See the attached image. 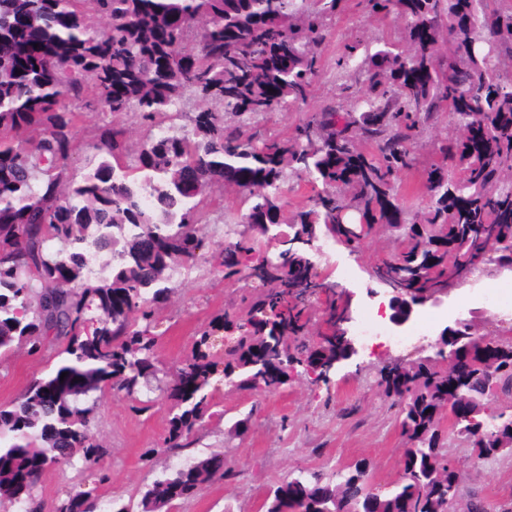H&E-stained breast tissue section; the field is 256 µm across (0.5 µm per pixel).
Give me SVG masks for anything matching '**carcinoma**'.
I'll return each instance as SVG.
<instances>
[{
    "label": "carcinoma",
    "instance_id": "obj_1",
    "mask_svg": "<svg viewBox=\"0 0 512 512\" xmlns=\"http://www.w3.org/2000/svg\"><path fill=\"white\" fill-rule=\"evenodd\" d=\"M489 2L368 0L372 11L406 19L405 44L382 41L363 56L345 47L336 61L352 106L344 128L328 109L290 137L256 141L226 127L224 115L244 125L306 99L339 0H0V354L22 344L35 353L49 336L67 340L54 368L0 408V499L37 512L34 488L51 465L77 454L88 468L97 463L82 396L107 388L133 396L157 382L170 402L167 444L183 448L217 373L255 390L336 354L333 343L291 351L302 309L287 321L273 315L287 290L313 287L308 247L288 246L300 235L354 245L363 229L351 221L389 225L401 251L386 266L406 289L433 288L453 259L485 257L512 271V6ZM96 18L106 21L102 33ZM196 22L194 51L186 40ZM188 96L199 103L190 131L175 124ZM82 101L150 125L162 115L170 125L130 163L127 130L106 129L98 162L66 181L73 103ZM442 108L459 136L440 147L428 205L412 217L397 203L395 180L413 161L417 130ZM365 141L376 153L364 152ZM290 174L323 191L283 234ZM215 184L247 194L242 223L255 231L222 252L224 277L261 292L246 322L219 318L202 331L195 355L166 381L151 333L156 307L174 273L197 257L202 197ZM273 239L280 248L271 253ZM89 302L99 312L91 332ZM457 336L445 367L425 360L381 371L407 441L402 475L387 492L361 494L369 471L360 460L334 482L317 472L283 479L266 512H437L460 482L438 426L450 405L476 459L502 445L512 452V412L491 409L497 393H512V348L483 349L466 326ZM218 473L217 456L177 468L144 492L142 512L191 498ZM56 512L91 510L77 494Z\"/></svg>",
    "mask_w": 512,
    "mask_h": 512
}]
</instances>
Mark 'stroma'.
<instances>
[{
  "mask_svg": "<svg viewBox=\"0 0 512 512\" xmlns=\"http://www.w3.org/2000/svg\"><path fill=\"white\" fill-rule=\"evenodd\" d=\"M405 23L396 14L370 13L365 0H342L329 23L321 47V71L306 100L288 109L256 116L250 131L260 136L288 137L315 112L342 108L346 100L336 79V60L345 45L373 46L382 40L400 42ZM128 131L132 148H139L152 130L131 112L113 115L100 109L81 112L74 129L75 149L66 162L65 177L79 178L98 153L107 127ZM458 131L447 112H438L425 124L412 151L413 166L398 177L395 193L411 213L423 212L427 201V171L438 157V148ZM246 206L231 187H214L205 197L203 219L197 234L203 241L193 265L177 275L172 292L158 308L155 356L166 373H174L190 356L200 329L217 316L236 322L248 317L249 293L244 283L226 278L219 255L226 238L224 228L243 230ZM398 244L391 230L377 224L358 247L333 242L328 256H314L320 281L331 285L329 293L311 297L305 336L317 343L329 331L326 310L330 305L348 307L351 317L370 306L388 303L390 291L376 277L375 269L396 254ZM350 268V279L340 271ZM474 287L462 281L439 289L423 304L435 317L427 338L415 349L390 345L359 347L351 359L336 364L328 379L295 369L288 383L274 393L241 390L220 382L211 389L212 414L197 426L186 448H168L169 403L152 393L151 404L125 392L108 389L98 393L93 410L92 439L99 446L93 470L81 464H59L46 470L34 489L41 512H55L67 495L83 492L99 504L118 500L131 512H141L143 492L163 474L187 460L214 454L223 456L224 472L201 486L169 512H266L270 492L283 479L317 471L335 477L359 460L370 463L371 484L387 491L402 474L406 441L398 425V407L378 385L383 367L436 359L439 335L444 327L463 322L472 333L512 341V317L496 308L474 302L465 315L452 313ZM62 341L44 340L38 352L19 346L0 356V406L14 405L28 384L47 373L57 362ZM246 429H239V421ZM446 454L460 471L457 512H468L480 499L489 512H512V453L477 461L468 442L449 434Z\"/></svg>",
  "mask_w": 512,
  "mask_h": 512,
  "instance_id": "1",
  "label": "stroma"
}]
</instances>
